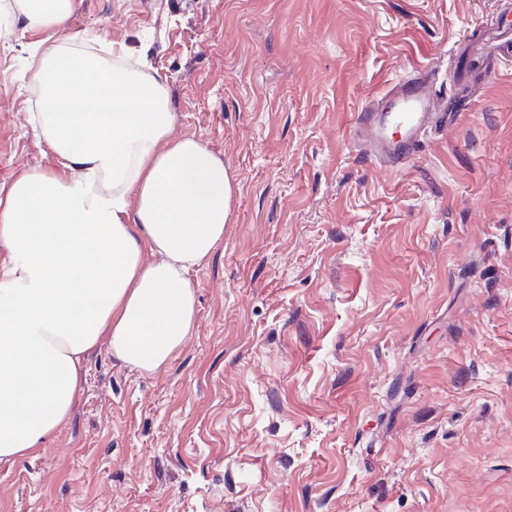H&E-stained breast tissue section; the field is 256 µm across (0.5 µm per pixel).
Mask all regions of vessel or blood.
<instances>
[{"instance_id": "vessel-or-blood-1", "label": "vessel or blood", "mask_w": 512, "mask_h": 512, "mask_svg": "<svg viewBox=\"0 0 512 512\" xmlns=\"http://www.w3.org/2000/svg\"><path fill=\"white\" fill-rule=\"evenodd\" d=\"M496 26L501 35L488 41L485 33L472 32L468 45L479 57L492 62L512 61V0H499ZM437 70L433 64L414 66L384 91L382 99L391 111H378L380 99H368L355 113L353 137L370 158L394 168L414 161L426 133L447 124L449 118L467 108L464 95L448 100L436 90Z\"/></svg>"}]
</instances>
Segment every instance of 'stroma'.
<instances>
[{"instance_id":"obj_1","label":"stroma","mask_w":512,"mask_h":512,"mask_svg":"<svg viewBox=\"0 0 512 512\" xmlns=\"http://www.w3.org/2000/svg\"><path fill=\"white\" fill-rule=\"evenodd\" d=\"M496 0H72L65 32L167 78L172 138L238 184L192 274L195 325L153 372L107 344L69 421L0 462V512H512V63L392 169L357 107ZM37 30L0 44V187L34 131Z\"/></svg>"}]
</instances>
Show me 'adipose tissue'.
Returning <instances> with one entry per match:
<instances>
[{
	"mask_svg": "<svg viewBox=\"0 0 512 512\" xmlns=\"http://www.w3.org/2000/svg\"><path fill=\"white\" fill-rule=\"evenodd\" d=\"M71 0H0V42L30 48L34 130L54 171L0 188V461L64 424L99 342L153 372L190 335V274L224 237L232 183L200 141H170L166 79L125 48L97 54L59 38Z\"/></svg>",
	"mask_w": 512,
	"mask_h": 512,
	"instance_id": "adipose-tissue-1",
	"label": "adipose tissue"
}]
</instances>
